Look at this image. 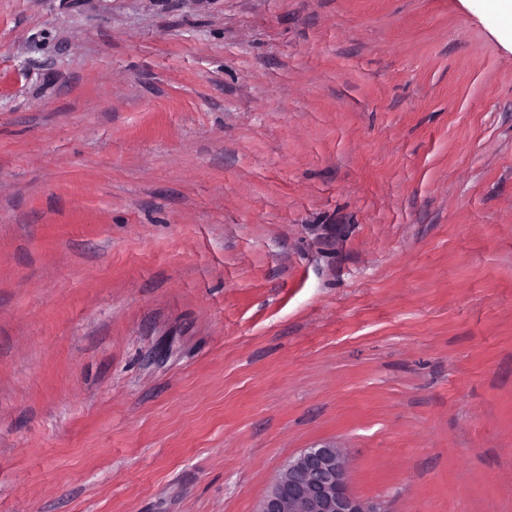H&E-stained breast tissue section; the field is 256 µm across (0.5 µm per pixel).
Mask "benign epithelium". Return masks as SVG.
<instances>
[{
    "instance_id": "benign-epithelium-1",
    "label": "benign epithelium",
    "mask_w": 512,
    "mask_h": 512,
    "mask_svg": "<svg viewBox=\"0 0 512 512\" xmlns=\"http://www.w3.org/2000/svg\"><path fill=\"white\" fill-rule=\"evenodd\" d=\"M257 512H389L382 502L363 499L349 489L341 449L324 445L304 449L289 461Z\"/></svg>"
}]
</instances>
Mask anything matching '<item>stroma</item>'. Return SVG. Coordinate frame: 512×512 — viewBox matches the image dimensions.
I'll return each mask as SVG.
<instances>
[{"mask_svg": "<svg viewBox=\"0 0 512 512\" xmlns=\"http://www.w3.org/2000/svg\"><path fill=\"white\" fill-rule=\"evenodd\" d=\"M316 444L512 512V0H0V512Z\"/></svg>", "mask_w": 512, "mask_h": 512, "instance_id": "1", "label": "stroma"}]
</instances>
